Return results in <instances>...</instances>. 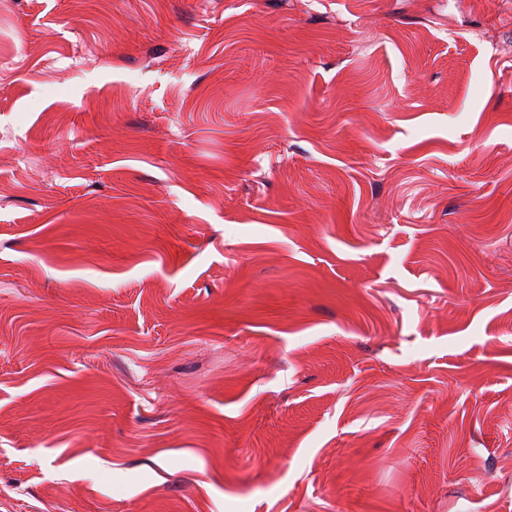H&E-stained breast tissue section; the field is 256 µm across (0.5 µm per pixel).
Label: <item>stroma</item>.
Returning a JSON list of instances; mask_svg holds the SVG:
<instances>
[{"mask_svg":"<svg viewBox=\"0 0 512 512\" xmlns=\"http://www.w3.org/2000/svg\"><path fill=\"white\" fill-rule=\"evenodd\" d=\"M0 512H512V0H0Z\"/></svg>","mask_w":512,"mask_h":512,"instance_id":"1","label":"stroma"}]
</instances>
